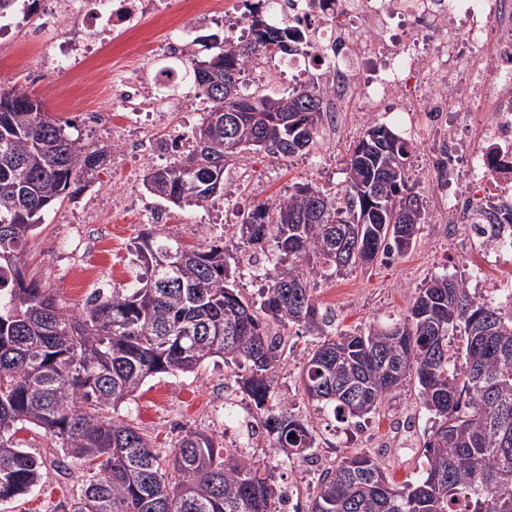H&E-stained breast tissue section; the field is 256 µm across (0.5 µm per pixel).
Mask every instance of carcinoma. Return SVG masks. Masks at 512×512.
Returning a JSON list of instances; mask_svg holds the SVG:
<instances>
[{
	"label": "carcinoma",
	"instance_id": "1",
	"mask_svg": "<svg viewBox=\"0 0 512 512\" xmlns=\"http://www.w3.org/2000/svg\"><path fill=\"white\" fill-rule=\"evenodd\" d=\"M207 60L185 62L209 110L192 131V150L155 169L147 192L178 207H202L224 193L228 158L261 151L289 158L312 144L322 122L313 83L273 96L249 92L244 70L267 47L289 55L298 40L251 13L248 34L214 42ZM233 92L226 95L224 84ZM239 116L236 152L224 154V115ZM27 92L0 90V500L35 488L43 461L14 440L35 426L75 460H101L100 476L72 512H280L270 469L222 448L199 431L166 455L151 436L116 416L159 374L197 372L222 358L245 373L236 383L271 448L303 458L315 445L311 422L288 398L272 400L287 341L274 327L296 324L317 339L300 373L315 411L349 427L380 412L414 378L423 407L437 418L423 441L417 481L389 483L374 459L342 456L320 480L309 512H512V311L446 275L428 281L408 313L359 332L338 330L311 283L319 277L402 255L425 223L408 185L413 143L383 123L369 128L347 163V186L309 183L249 209L252 227L237 246L267 258L259 300L230 282L224 244L189 249L157 225L133 242L143 266L133 288L96 289L70 310L27 277L28 240L64 194L99 179L107 149L73 138ZM512 213L485 212V228L512 230ZM463 336L453 349L448 336ZM295 438H290V434Z\"/></svg>",
	"mask_w": 512,
	"mask_h": 512
}]
</instances>
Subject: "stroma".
<instances>
[{
    "label": "stroma",
    "mask_w": 512,
    "mask_h": 512,
    "mask_svg": "<svg viewBox=\"0 0 512 512\" xmlns=\"http://www.w3.org/2000/svg\"><path fill=\"white\" fill-rule=\"evenodd\" d=\"M165 23L162 16L145 17L137 29L123 33L98 57L60 72L53 68V52L63 39L84 36L83 25L70 30L44 29L41 12L36 9L19 34L0 36V87L19 88L40 99L49 116L70 123L73 135L111 149L99 182L57 203L27 247L28 276L75 311L84 308L95 289L135 285L139 264L130 248L134 238L147 228L148 212L166 211V233L186 246L207 247L212 238L231 237L243 211L288 195L298 185L310 183L331 191L344 188L349 150L371 125L370 119L354 117L335 144H328L320 135L312 147L285 160L251 154L231 161L224 197L205 206L180 209L162 202L146 191L142 179L148 169L171 162L172 151L159 148L148 158L124 152L122 143L112 136L113 127L124 123L123 110L113 112L109 129L92 126L86 112L110 104L114 71L142 65L144 58L152 56L166 32ZM165 64V59H157L155 67L144 73L153 97H181L182 109L169 116V123L179 128L197 126L202 113L196 112L193 101L182 97L183 92L192 90L191 79H162L159 70ZM417 139L409 177L427 213L417 244L405 255L315 283L317 302L335 313L342 330H361L383 317L405 313L418 288L430 278L440 274L460 278L464 259L478 258L483 251L480 240L469 237L464 228L451 230L440 223L439 194L433 183V135L423 130ZM116 189L128 198L125 210L112 208ZM104 238L111 239L112 247L103 256L95 243ZM286 332L291 352L278 373L276 392L291 396L315 339L296 325L288 326ZM234 373V367L219 362L204 365L195 374L156 376L120 407L119 414L152 435L163 455L190 430L210 433L223 439L226 447H233L244 439L245 429L238 421H225L224 410L229 407L247 414L252 409L247 394L225 388L226 378ZM432 424V415L420 405L416 384L410 381L362 428L349 429L326 416L315 419L316 451L332 463L350 452L373 456L393 484L405 485L420 475L423 440ZM15 438L43 457V478L29 494L0 501V512H69L82 489L98 474L97 465L66 461L68 470L63 473L58 468L59 461H64L63 453L42 431L28 426ZM253 453L261 464L272 468L275 486L292 490L302 512H307L321 480L317 467L296 466L283 454L272 453L265 441L255 445Z\"/></svg>",
    "instance_id": "1"
}]
</instances>
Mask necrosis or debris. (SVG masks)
Instances as JSON below:
<instances>
[{
	"label": "necrosis or debris",
	"instance_id": "1",
	"mask_svg": "<svg viewBox=\"0 0 512 512\" xmlns=\"http://www.w3.org/2000/svg\"><path fill=\"white\" fill-rule=\"evenodd\" d=\"M244 32V0H44L45 27L72 16L119 35L148 14L185 10ZM299 34L291 82L315 83L329 129L353 115L411 113L410 134L435 131L447 161L435 171L449 223L473 229L490 208L512 211V0H262ZM140 101L165 122L175 101L152 99L140 72L112 83L111 108ZM111 108L91 113L108 124Z\"/></svg>",
	"mask_w": 512,
	"mask_h": 512
}]
</instances>
